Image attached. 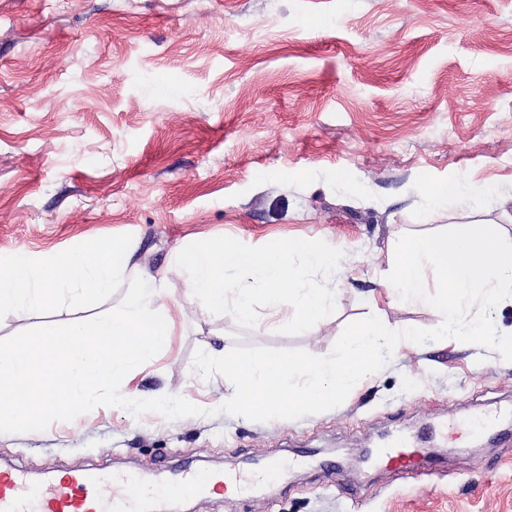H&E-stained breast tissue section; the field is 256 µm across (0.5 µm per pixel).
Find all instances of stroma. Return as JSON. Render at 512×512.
<instances>
[{
  "label": "stroma",
  "instance_id": "stroma-1",
  "mask_svg": "<svg viewBox=\"0 0 512 512\" xmlns=\"http://www.w3.org/2000/svg\"><path fill=\"white\" fill-rule=\"evenodd\" d=\"M512 0H0V255H47L111 238L138 272L218 236L248 245L321 239L344 253L336 311L314 333L258 307L254 327L182 318L133 385L205 408L174 421L96 407L41 432L0 434V463L30 474L232 473L275 468L266 488L181 498L177 512H512V439H468L469 417L512 404V362L460 342L403 344L338 407L256 422L218 412L224 379L192 375L196 349L329 355L375 315L432 328L422 303L374 308L397 241L448 224L512 232ZM467 196L429 214V191ZM129 287L46 314L0 310V340L115 309ZM456 423L457 432L447 429ZM402 438L432 453L422 475L365 469Z\"/></svg>",
  "mask_w": 512,
  "mask_h": 512
}]
</instances>
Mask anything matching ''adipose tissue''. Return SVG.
<instances>
[{
    "label": "adipose tissue",
    "instance_id": "obj_1",
    "mask_svg": "<svg viewBox=\"0 0 512 512\" xmlns=\"http://www.w3.org/2000/svg\"><path fill=\"white\" fill-rule=\"evenodd\" d=\"M126 245L101 239L63 253L0 262V309L25 314L108 297L130 262Z\"/></svg>",
    "mask_w": 512,
    "mask_h": 512
}]
</instances>
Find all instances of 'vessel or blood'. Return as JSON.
I'll return each mask as SVG.
<instances>
[{"label":"vessel or blood","mask_w":512,"mask_h":512,"mask_svg":"<svg viewBox=\"0 0 512 512\" xmlns=\"http://www.w3.org/2000/svg\"><path fill=\"white\" fill-rule=\"evenodd\" d=\"M379 464L393 473L409 476L417 469L414 453L387 446L377 451ZM126 483L135 490V496L124 502L114 501L108 487ZM210 486L220 490L224 477L197 473L181 474L170 486L174 492H193ZM157 486L141 479L137 474L96 473L71 471L50 480L45 487L34 486L18 469L0 471V512H138V499L159 495Z\"/></svg>","instance_id":"obj_1"}]
</instances>
